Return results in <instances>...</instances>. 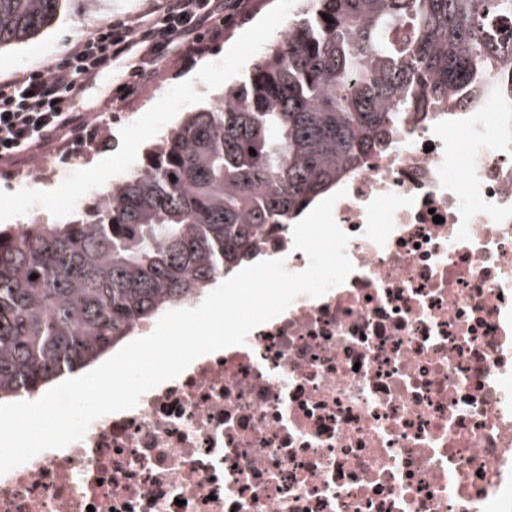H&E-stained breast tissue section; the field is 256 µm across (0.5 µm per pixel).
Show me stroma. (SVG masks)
Here are the masks:
<instances>
[{"mask_svg": "<svg viewBox=\"0 0 512 512\" xmlns=\"http://www.w3.org/2000/svg\"><path fill=\"white\" fill-rule=\"evenodd\" d=\"M163 0H68L61 18L26 43L0 49V77L18 75L67 56L73 45L101 22L145 20ZM298 0H244L222 34L202 51L173 47L156 60L157 78L134 97L118 100L115 89L126 81L121 63L87 83L75 106L88 126L79 151L70 152L60 137L29 155L0 159V228H21L32 217L61 222L92 203L100 190L142 163L146 150L187 113L208 106L227 85L239 82L260 49L280 40ZM45 166L38 180L20 181L33 161ZM9 220H2V212Z\"/></svg>", "mask_w": 512, "mask_h": 512, "instance_id": "obj_1", "label": "stroma"}]
</instances>
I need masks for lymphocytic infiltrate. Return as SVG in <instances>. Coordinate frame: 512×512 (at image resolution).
Masks as SVG:
<instances>
[{"label": "lymphocytic infiltrate", "mask_w": 512, "mask_h": 512, "mask_svg": "<svg viewBox=\"0 0 512 512\" xmlns=\"http://www.w3.org/2000/svg\"><path fill=\"white\" fill-rule=\"evenodd\" d=\"M240 6L241 0H166L148 22L101 24L59 62L0 80V159L23 156L58 134L80 141L87 120L72 100L87 81L129 59L139 44L158 57L177 45L200 49Z\"/></svg>", "instance_id": "f902f5d3"}]
</instances>
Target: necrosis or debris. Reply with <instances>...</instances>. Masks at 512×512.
<instances>
[{
    "mask_svg": "<svg viewBox=\"0 0 512 512\" xmlns=\"http://www.w3.org/2000/svg\"><path fill=\"white\" fill-rule=\"evenodd\" d=\"M339 186L344 284L0 475V512H512V92ZM264 239L306 268L291 226Z\"/></svg>",
    "mask_w": 512,
    "mask_h": 512,
    "instance_id": "obj_1",
    "label": "necrosis or debris"
}]
</instances>
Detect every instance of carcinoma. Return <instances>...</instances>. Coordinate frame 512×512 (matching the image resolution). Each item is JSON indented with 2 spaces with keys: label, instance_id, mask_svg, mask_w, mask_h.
Returning <instances> with one entry per match:
<instances>
[{
  "label": "carcinoma",
  "instance_id": "1",
  "mask_svg": "<svg viewBox=\"0 0 512 512\" xmlns=\"http://www.w3.org/2000/svg\"><path fill=\"white\" fill-rule=\"evenodd\" d=\"M65 2L0 0V48L42 33ZM303 2L246 81L189 113L74 219L0 229V403L202 298L265 226L295 223L409 113L462 104L512 68V0Z\"/></svg>",
  "mask_w": 512,
  "mask_h": 512
}]
</instances>
